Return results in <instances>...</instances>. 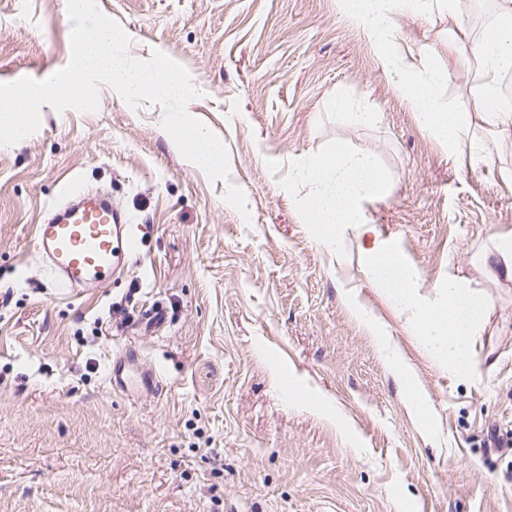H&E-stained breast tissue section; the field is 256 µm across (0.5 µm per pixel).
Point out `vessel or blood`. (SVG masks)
<instances>
[{
    "label": "vessel or blood",
    "instance_id": "b4317fda",
    "mask_svg": "<svg viewBox=\"0 0 512 512\" xmlns=\"http://www.w3.org/2000/svg\"><path fill=\"white\" fill-rule=\"evenodd\" d=\"M50 211L35 226L34 239L36 253L58 288L104 287L115 269L139 250L138 238L110 196L67 190Z\"/></svg>",
    "mask_w": 512,
    "mask_h": 512
}]
</instances>
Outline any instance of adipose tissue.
<instances>
[{
	"mask_svg": "<svg viewBox=\"0 0 512 512\" xmlns=\"http://www.w3.org/2000/svg\"><path fill=\"white\" fill-rule=\"evenodd\" d=\"M338 5L361 23L380 67L400 74L395 91L410 105L419 124L449 154H457L470 131L469 108L448 105L438 92L446 79L442 66L434 61L416 66L400 43V18L422 10L424 0H338ZM499 15V23L472 46L482 71L478 106L492 125L512 122V102L503 99L498 89L499 77L512 72V0H499ZM288 180L310 184L302 205L303 221L330 244L337 242L347 225L365 227L364 202L388 192V178L375 159L341 144L313 156ZM367 263L377 288L434 359L455 373L469 374L475 361L471 338L485 315L483 299L454 278L444 284L437 299L422 298L416 269L383 242L369 250Z\"/></svg>",
	"mask_w": 512,
	"mask_h": 512,
	"instance_id": "adipose-tissue-1",
	"label": "adipose tissue"
}]
</instances>
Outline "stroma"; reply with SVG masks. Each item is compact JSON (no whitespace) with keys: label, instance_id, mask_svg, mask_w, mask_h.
<instances>
[{"label":"stroma","instance_id":"35a3bbf8","mask_svg":"<svg viewBox=\"0 0 512 512\" xmlns=\"http://www.w3.org/2000/svg\"><path fill=\"white\" fill-rule=\"evenodd\" d=\"M400 19L441 93L477 105L471 43L493 25L457 0ZM138 60L161 51L202 92L188 109L226 143L228 180L189 166L102 86L94 112L43 106L0 146V512H512V124L473 115L457 155L395 93L336 0H98ZM67 0H0V83L45 79L71 56ZM344 94L364 125L337 113ZM344 144L390 183L366 231L330 249L282 185ZM77 181L111 191L141 239L111 284L62 292L34 226ZM392 244L435 299L456 277L486 301L465 378L442 369L372 283ZM164 318L151 324L149 309ZM385 325L428 399L420 425L369 328ZM126 360V387L109 365ZM306 394L299 403L296 391Z\"/></svg>","mask_w":512,"mask_h":512}]
</instances>
